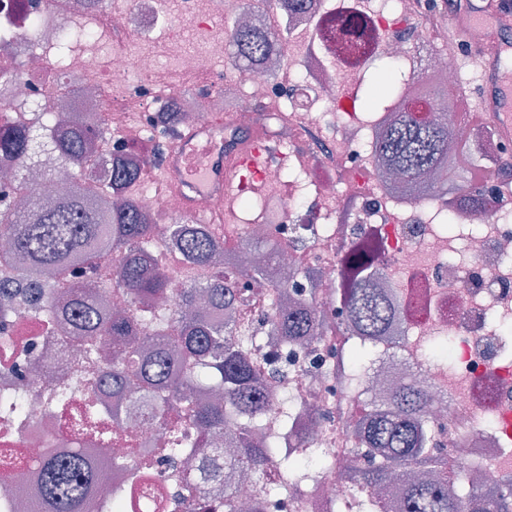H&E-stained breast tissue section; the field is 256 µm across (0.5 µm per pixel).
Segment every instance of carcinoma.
<instances>
[{
    "label": "carcinoma",
    "instance_id": "obj_1",
    "mask_svg": "<svg viewBox=\"0 0 512 512\" xmlns=\"http://www.w3.org/2000/svg\"><path fill=\"white\" fill-rule=\"evenodd\" d=\"M279 36L252 33L234 26L227 31L228 55L234 63L262 67L264 56L275 51ZM407 90L396 118L378 135L376 147L384 163L399 173L406 187L419 197L447 195L473 185L459 171V152L448 153L455 137L441 115L421 119L417 103H444L446 92L428 81L423 72L411 76L377 71L369 81L366 106L386 105L398 91ZM51 154L78 173H95L92 182L76 178L71 193L50 206L16 209L13 195L24 193L14 178L0 188V238L9 241L0 250V268L23 271L21 289L34 321L53 323L71 315V336L82 362L66 384L50 395L63 400L101 387L112 396H124L138 386L139 412L155 416L166 410L180 413V421L203 433L196 456L198 473L217 480L246 472L261 482L252 512H263L264 495L272 472L303 476L293 457H276L253 428L264 405L259 395L263 382L257 347L249 325L233 316L235 281L241 288L262 278L281 293L285 285L271 278L260 256L273 257L279 243L256 239L248 244L251 257L222 270H213L203 284L180 290L171 287L156 253V225L125 194L139 183L141 159L136 153L112 157L104 133L93 131L82 112L69 120L46 116L40 123L19 114L0 117V164L32 160ZM170 236L176 249L199 264L218 262L224 244L212 237L205 224H173ZM112 249V273L102 277L96 262L104 249ZM370 249L363 246L346 259L336 296L320 300L319 274L303 271L309 297L271 300L267 335L281 340L316 339L327 343L346 361L360 360L372 350L353 337L380 344L391 354L397 346V302L372 287ZM82 277L73 281V274ZM113 292L125 296L128 310L110 319L101 316L100 298ZM169 297L165 349L147 346L146 325L157 319L154 301ZM23 324L19 311L0 303V336H17ZM428 393L419 382L394 386L384 400L364 398L352 424L353 466L347 473L358 512H387L380 487L408 472L415 474L406 490L404 512H512V484L491 492L469 481L456 467L451 449L433 448L428 424ZM182 427H169L167 459L185 454ZM41 474L39 497L50 512H79L92 468L77 451L49 453L36 461Z\"/></svg>",
    "mask_w": 512,
    "mask_h": 512
}]
</instances>
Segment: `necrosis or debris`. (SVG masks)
<instances>
[{"label":"necrosis or debris","instance_id":"1","mask_svg":"<svg viewBox=\"0 0 512 512\" xmlns=\"http://www.w3.org/2000/svg\"><path fill=\"white\" fill-rule=\"evenodd\" d=\"M274 11L246 8L255 30L290 32L271 61L289 62L287 81L237 64L225 69V0H0V110L85 111L93 128L106 131L113 151L136 150L153 132L151 116L163 101L177 102L193 127L223 126L225 139L254 131L280 141L306 140L325 157L317 172L295 153L285 166L267 169L259 209L243 206L233 220L234 236L245 241L265 232L281 242L280 266L288 268L287 291L306 294L300 270H323V294L338 284L339 259L347 246L367 240L382 270L379 287L394 289L401 305L396 355L370 364L338 362L327 344L306 348L290 341L272 346L265 363L267 432L282 438L283 406L294 408V428L306 445L296 454L307 487L297 495L266 497V512H332L350 489L323 458L344 447L356 397L385 395L387 381H424L431 420L444 424L440 444L484 485L512 477V196L501 185L459 199L418 198L387 181L375 136L392 118L396 103L356 111L360 83L377 62L399 74L424 69L443 86L458 82L454 57L437 49L434 34L420 26L415 0H275ZM83 38L58 64L57 46L73 29ZM174 45L159 60L129 42L150 35ZM163 73L193 78L195 99L180 100ZM77 83L74 100L66 87ZM143 117L131 128L130 113ZM166 240L172 224H193L222 212L223 197H202L188 209L169 191L133 193ZM45 329L29 324L23 338L0 341V402L24 395L22 416H0V512H15L8 494L39 485L35 461L47 452H81L96 472L82 512H103L104 490L121 487L119 512H184L194 496L198 512H224V493L193 479L184 484L183 463L166 459L165 433L173 415H138L127 394L122 423L111 417L78 427L84 398L48 402L49 385L70 378L78 352L70 324L61 321L52 344ZM448 339L446 357L431 355L433 339Z\"/></svg>","mask_w":512,"mask_h":512}]
</instances>
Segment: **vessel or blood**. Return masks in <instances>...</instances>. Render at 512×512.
<instances>
[{"instance_id":"obj_1","label":"vessel or blood","mask_w":512,"mask_h":512,"mask_svg":"<svg viewBox=\"0 0 512 512\" xmlns=\"http://www.w3.org/2000/svg\"><path fill=\"white\" fill-rule=\"evenodd\" d=\"M474 26L485 29L488 37L476 51L481 60V79L477 111L472 118L491 123L498 138L511 144L512 83L504 81L501 66L512 54V0H484L478 7L463 0L461 9L451 18V28L455 36L463 37ZM269 161L268 147L228 153L224 150L223 128H191L168 147L161 172L169 190L192 206L200 197L223 195L225 171L245 170L255 177Z\"/></svg>"}]
</instances>
